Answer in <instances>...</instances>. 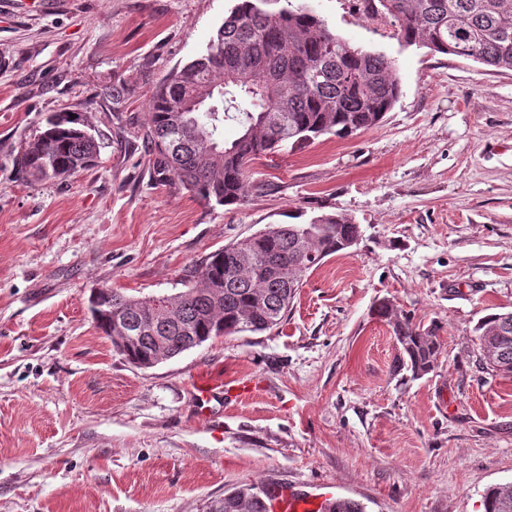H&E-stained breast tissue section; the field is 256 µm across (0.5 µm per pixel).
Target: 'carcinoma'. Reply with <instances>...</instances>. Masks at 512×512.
Returning <instances> with one entry per match:
<instances>
[{
	"label": "carcinoma",
	"instance_id": "carcinoma-1",
	"mask_svg": "<svg viewBox=\"0 0 512 512\" xmlns=\"http://www.w3.org/2000/svg\"><path fill=\"white\" fill-rule=\"evenodd\" d=\"M239 0L210 38L205 51L175 68L153 86L147 99L151 169L158 182L174 180L205 201L244 202L253 165L285 143L302 146L323 136L347 138L376 126L400 95L394 62L380 53L352 47L307 5L284 0ZM390 17L409 45L512 70V0H371ZM249 50L243 56V49ZM208 102L189 103L208 90ZM136 87L118 78L107 96L123 105ZM240 127L224 141V122ZM104 142L80 115L58 112L22 147L17 179L64 180L92 168ZM352 219L321 214L305 224H270L260 232L208 254L192 271L194 284L171 295L127 296L101 291L98 329L112 337L114 351L147 368L158 350L155 337H167L175 357L184 343L240 333H263L282 326L309 270L344 251L356 235ZM251 264L238 268L240 256ZM120 315L123 330L104 315ZM373 315L386 322L399 345L393 371L414 378L432 371L440 347L431 328L402 312L393 319L390 300L377 302ZM503 320L485 316L475 328L484 353L485 334ZM486 369L512 376V325L496 336L495 356H483ZM485 512H512V488L492 486L484 493ZM211 512H267L261 492L240 487L212 505Z\"/></svg>",
	"mask_w": 512,
	"mask_h": 512
}]
</instances>
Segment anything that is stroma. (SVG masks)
I'll return each mask as SVG.
<instances>
[{
    "instance_id": "obj_1",
    "label": "stroma",
    "mask_w": 512,
    "mask_h": 512,
    "mask_svg": "<svg viewBox=\"0 0 512 512\" xmlns=\"http://www.w3.org/2000/svg\"><path fill=\"white\" fill-rule=\"evenodd\" d=\"M305 2L393 59L399 99L368 130L258 161L224 206L152 180L145 93L116 110L105 92L190 62L237 0H0V512H208L242 486L481 512L512 484V377L474 344L512 311V71L405 45L366 0ZM52 112L82 113L99 161L20 181ZM322 213L361 238L308 273L280 328L139 369L91 318L95 289L183 291L210 252ZM382 298L436 328L424 377L393 373Z\"/></svg>"
}]
</instances>
